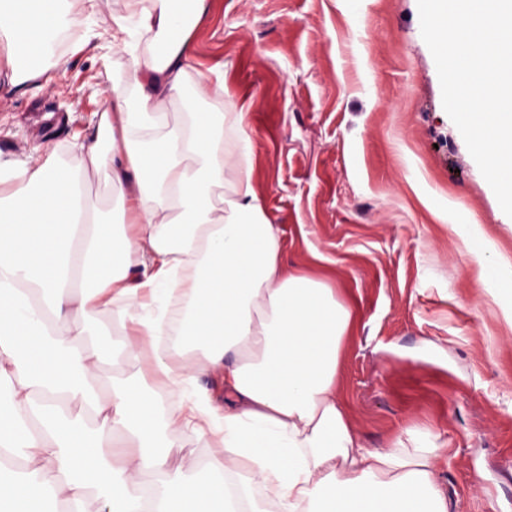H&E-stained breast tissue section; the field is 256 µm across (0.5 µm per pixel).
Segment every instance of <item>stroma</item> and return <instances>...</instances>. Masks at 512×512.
Here are the masks:
<instances>
[{
	"label": "stroma",
	"instance_id": "stroma-1",
	"mask_svg": "<svg viewBox=\"0 0 512 512\" xmlns=\"http://www.w3.org/2000/svg\"><path fill=\"white\" fill-rule=\"evenodd\" d=\"M130 0H75L72 43L9 86L0 155L68 160L130 67L109 42ZM194 71L224 68L282 261L325 275L360 324L344 400L367 445L413 429L446 449L448 512H512V326L492 298L512 275V217L442 106L417 0H211ZM503 257L478 282L467 247Z\"/></svg>",
	"mask_w": 512,
	"mask_h": 512
}]
</instances>
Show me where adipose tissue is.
I'll use <instances>...</instances> for the list:
<instances>
[{
	"mask_svg": "<svg viewBox=\"0 0 512 512\" xmlns=\"http://www.w3.org/2000/svg\"><path fill=\"white\" fill-rule=\"evenodd\" d=\"M208 9L145 0L115 19L112 44L133 57L112 86V118L70 162L0 158V512H448L443 449L367 447L349 417L354 311L283 264L243 124L224 143L223 73L187 77L188 36ZM70 13V0H0L11 85L52 53ZM145 33L157 46L140 56ZM188 84L216 111L158 128ZM102 168L117 224L87 194L85 174ZM226 184L230 197L214 199ZM175 299L178 336L202 359L160 345ZM108 310L126 358L149 362L160 391L101 378L109 343L88 341L73 316ZM218 371L220 404L198 385ZM189 432L222 446L199 470L172 463Z\"/></svg>",
	"mask_w": 512,
	"mask_h": 512,
	"instance_id": "obj_1",
	"label": "adipose tissue"
}]
</instances>
